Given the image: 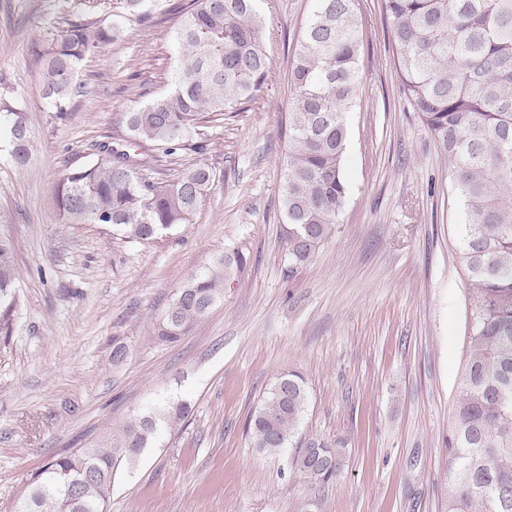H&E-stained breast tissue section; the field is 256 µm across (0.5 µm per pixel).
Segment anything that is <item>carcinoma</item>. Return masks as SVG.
<instances>
[{"label":"carcinoma","mask_w":512,"mask_h":512,"mask_svg":"<svg viewBox=\"0 0 512 512\" xmlns=\"http://www.w3.org/2000/svg\"><path fill=\"white\" fill-rule=\"evenodd\" d=\"M156 0H115L109 20L72 23L45 53L46 111L64 119L89 94L82 61L112 44L124 25L142 21ZM358 0H313L292 62L288 154L281 206L288 273L311 263L336 232L349 197L344 174L347 113L360 82ZM261 0H191L178 8L176 65L169 87L125 115L129 143L166 157L204 150V114L224 115L258 100L271 62L262 40ZM396 75L448 163L461 200L458 258L466 271V348L448 433L447 512H512V0H383ZM0 141L11 164L31 166L25 108L0 106ZM212 169L197 163L161 181L127 150L104 146L87 165L67 169L54 192L66 224H110L128 242H156L190 222L206 197ZM226 252L190 275L153 329L161 343L189 335L224 298L246 264ZM10 242L0 236V333L9 334L17 303ZM308 405L303 376L281 375L252 412L251 444L269 454L294 449L292 467L310 484L328 485L343 448L298 437ZM186 402L169 401L90 450L49 459L26 479L25 512H106L116 474L163 429L183 421ZM95 470L83 502L72 482Z\"/></svg>","instance_id":"obj_1"}]
</instances>
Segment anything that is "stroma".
<instances>
[{
	"mask_svg": "<svg viewBox=\"0 0 512 512\" xmlns=\"http://www.w3.org/2000/svg\"><path fill=\"white\" fill-rule=\"evenodd\" d=\"M113 0H0V101L22 105L36 146L27 171L0 152V234L11 239L18 305L0 334V512L54 455L91 448L164 400L191 412L116 478L109 512H445L446 439L462 379L466 273L461 205L448 165L396 76L382 0H359L360 87L348 115L349 203L314 261L289 272L280 194L290 69L312 0H265L270 78L250 109L207 128L206 147L148 158L172 179L196 162L213 183L170 238L128 243L108 224H65L60 171L126 148L124 113L163 91L176 15L157 10L88 56L91 92L47 119L36 61L69 23ZM247 258L224 298L179 342L153 326L196 270ZM126 356L114 363L115 347ZM308 406L299 434L341 444L328 486L293 471L291 451L252 447L246 424L285 372Z\"/></svg>",
	"mask_w": 512,
	"mask_h": 512,
	"instance_id": "35a3bbf8",
	"label": "stroma"
}]
</instances>
